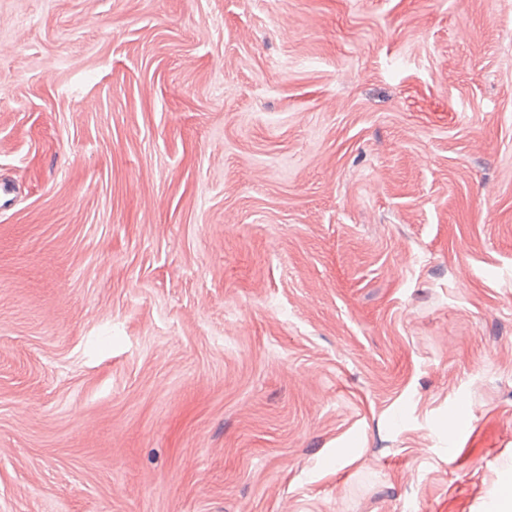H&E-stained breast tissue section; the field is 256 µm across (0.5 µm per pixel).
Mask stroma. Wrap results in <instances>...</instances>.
Here are the masks:
<instances>
[{"label":"stroma","instance_id":"35a3bbf8","mask_svg":"<svg viewBox=\"0 0 512 512\" xmlns=\"http://www.w3.org/2000/svg\"><path fill=\"white\" fill-rule=\"evenodd\" d=\"M512 0H0V512H494Z\"/></svg>","mask_w":512,"mask_h":512}]
</instances>
